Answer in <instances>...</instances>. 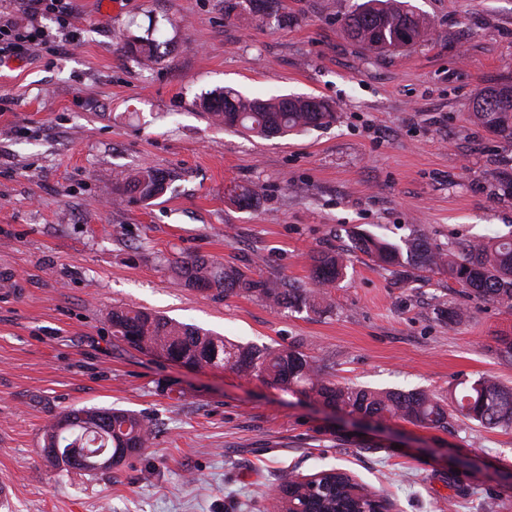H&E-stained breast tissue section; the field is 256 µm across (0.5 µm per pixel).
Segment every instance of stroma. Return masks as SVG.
Masks as SVG:
<instances>
[{
	"label": "stroma",
	"instance_id": "35a3bbf8",
	"mask_svg": "<svg viewBox=\"0 0 512 512\" xmlns=\"http://www.w3.org/2000/svg\"><path fill=\"white\" fill-rule=\"evenodd\" d=\"M355 2L277 0L261 18L225 0H67L25 55L0 54V512H264L285 476L332 467L390 512H512V429L353 419L112 337V308H139L299 346L342 384L512 386V309L352 248L359 233L402 246L422 229L452 252L512 235V142L469 118L487 87L512 84V0H408L430 32L388 55L344 33ZM142 38L158 43L148 64L128 47ZM219 90L318 96L336 120L250 136L206 118ZM145 165L171 174L166 192L117 194ZM237 185L255 204L229 202ZM329 249L347 273L323 313L183 288L169 269L191 255L307 287ZM83 406L143 416L151 447L109 472L45 462V426Z\"/></svg>",
	"mask_w": 512,
	"mask_h": 512
}]
</instances>
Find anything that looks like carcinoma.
<instances>
[{
	"label": "carcinoma",
	"instance_id": "carcinoma-1",
	"mask_svg": "<svg viewBox=\"0 0 512 512\" xmlns=\"http://www.w3.org/2000/svg\"><path fill=\"white\" fill-rule=\"evenodd\" d=\"M347 34L369 51L386 54L421 42L426 20L405 0H364L343 19ZM202 106L217 124L242 129L260 137H284L301 128L322 126L335 119L332 105L303 96L249 98L221 91L207 96ZM470 118L494 135L512 140V84L486 89L473 102ZM171 176L154 167H142L116 186L119 193L151 200L164 193ZM354 249L384 270L400 275L410 267L420 273L443 270L478 301L512 309V238L464 245L449 254L420 234L406 248L370 235L354 239ZM346 269L344 256L322 251L313 259L314 288H291L281 280L257 276L249 269L204 258L172 262L174 280L185 288L211 292L217 297L244 295L276 308H308L315 313L332 307L328 290ZM112 336L127 346L179 362L190 368L229 367L246 378H258L283 392L316 398L341 411L370 419H398L428 428H448L449 421L465 419L486 429L512 428V388L493 377H481L450 401L424 390L376 391L336 382L328 367L296 346L278 348L238 345L192 325L156 313L115 307L110 314ZM152 424L130 410L81 407L51 420L44 433L41 454L46 462L65 469L88 470L81 463L83 450L112 449L110 471L126 457L150 447ZM316 489L290 478L272 503L274 512H360L371 508L367 500L348 496L344 487L351 477L337 469L315 473Z\"/></svg>",
	"mask_w": 512,
	"mask_h": 512
}]
</instances>
